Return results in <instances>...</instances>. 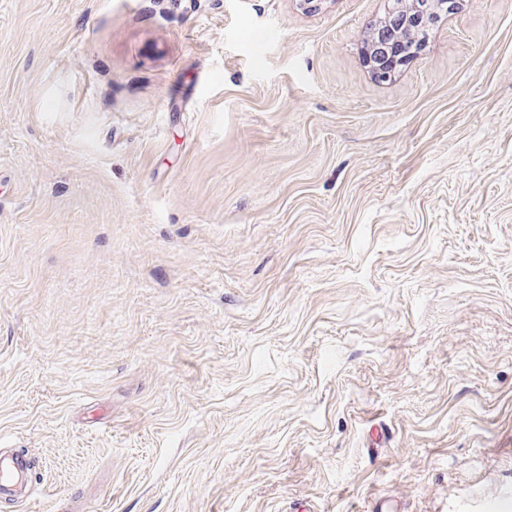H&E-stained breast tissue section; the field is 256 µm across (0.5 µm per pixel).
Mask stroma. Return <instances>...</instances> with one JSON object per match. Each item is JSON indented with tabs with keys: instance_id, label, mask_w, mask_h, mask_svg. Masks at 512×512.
Returning <instances> with one entry per match:
<instances>
[{
	"instance_id": "stroma-1",
	"label": "stroma",
	"mask_w": 512,
	"mask_h": 512,
	"mask_svg": "<svg viewBox=\"0 0 512 512\" xmlns=\"http://www.w3.org/2000/svg\"><path fill=\"white\" fill-rule=\"evenodd\" d=\"M0 0V512H512V0ZM400 4L390 8L387 16L373 29V45L371 58V72L375 80L387 82L392 79V66L388 57L395 50L391 34H396L406 27L428 29L438 22L441 12L448 13L457 10L458 0L443 1L441 9L435 7L437 0H400ZM394 58V56H392ZM27 469L28 465L23 457L11 456L6 458L3 454H0V493L21 484Z\"/></svg>"
}]
</instances>
